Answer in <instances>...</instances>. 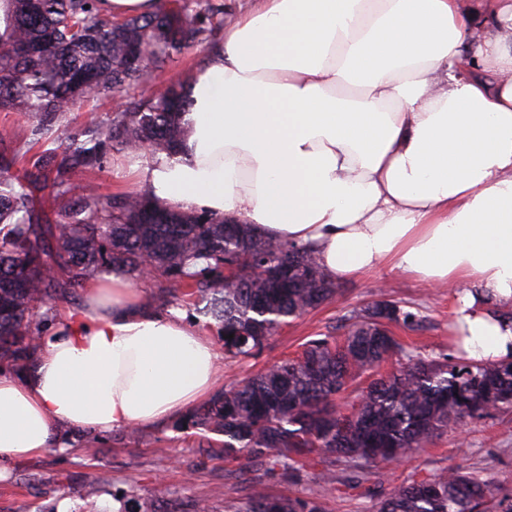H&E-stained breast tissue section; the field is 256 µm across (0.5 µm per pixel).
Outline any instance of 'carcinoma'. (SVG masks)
I'll list each match as a JSON object with an SVG mask.
<instances>
[{"instance_id":"carcinoma-1","label":"carcinoma","mask_w":512,"mask_h":512,"mask_svg":"<svg viewBox=\"0 0 512 512\" xmlns=\"http://www.w3.org/2000/svg\"><path fill=\"white\" fill-rule=\"evenodd\" d=\"M0 30V112L32 121L27 148L0 154V370L33 365L56 301L96 273L146 268L165 285L147 297L185 302L214 321L224 353L246 359L290 319L335 298L336 283L303 246L261 238L246 224L117 193L100 204L77 173L100 171L112 151L172 157L186 134L188 83L143 96L109 124H74L71 112L139 86L224 24V5L202 10L166 0L157 12L114 21L98 0H8ZM42 150L32 152L35 145ZM418 316L381 298L349 318L339 342L309 340L296 358L233 380L177 421L198 430V454L254 464L266 476L322 488L344 474L360 487L372 468L422 452L442 430L512 411V360L428 357L392 327ZM396 359L399 370L359 389L351 411L341 393ZM119 512H326L315 492L274 495L260 482L243 501L215 510L200 500L112 493ZM376 512H512V493L478 471L410 477Z\"/></svg>"}]
</instances>
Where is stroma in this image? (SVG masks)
Returning <instances> with one entry per match:
<instances>
[{
  "mask_svg": "<svg viewBox=\"0 0 512 512\" xmlns=\"http://www.w3.org/2000/svg\"><path fill=\"white\" fill-rule=\"evenodd\" d=\"M211 50L208 44L185 49L125 97L77 112V123L104 120L106 113L124 109L141 95L163 93L171 84L194 76ZM134 162V156L116 153L103 170L79 173L75 179L97 186L105 197L134 193L138 190L130 175ZM336 287L332 301L284 325L257 357H220V382L249 378L274 361L297 355L307 340L343 325L345 318L382 293L423 320L416 329L395 327L402 344L433 357L457 355L456 341L448 334L456 305L451 288L430 287L384 268L337 281ZM60 435L62 447L10 465L6 477L0 479V512H87L84 477L91 471L104 474L108 480L107 493L97 500L106 512H119L121 507L113 500V491H126L133 485L143 497L174 494L217 504L245 498L249 492L248 484L237 476V464L221 459L198 463L194 430H174L169 421L141 429L136 440L129 439L122 429L102 434L64 428ZM451 467L486 471L499 485L512 490V414L445 431L425 452L379 469L361 490L336 484L321 489L320 495L327 512H372L379 491L400 485L412 474L427 475Z\"/></svg>",
  "mask_w": 512,
  "mask_h": 512,
  "instance_id": "stroma-1",
  "label": "stroma"
}]
</instances>
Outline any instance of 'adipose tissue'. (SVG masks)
Masks as SVG:
<instances>
[{"label": "adipose tissue", "mask_w": 512, "mask_h": 512, "mask_svg": "<svg viewBox=\"0 0 512 512\" xmlns=\"http://www.w3.org/2000/svg\"><path fill=\"white\" fill-rule=\"evenodd\" d=\"M187 93L178 154L132 168L147 195L309 247L331 279L454 284L460 349L512 358V0H246ZM217 362L124 273L90 279L35 374L0 373V464L63 427L165 422Z\"/></svg>", "instance_id": "obj_1"}]
</instances>
